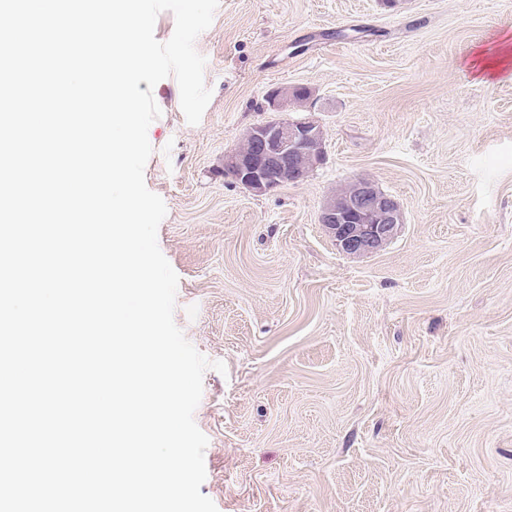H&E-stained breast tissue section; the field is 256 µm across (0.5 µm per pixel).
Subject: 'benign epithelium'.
<instances>
[{"mask_svg":"<svg viewBox=\"0 0 512 512\" xmlns=\"http://www.w3.org/2000/svg\"><path fill=\"white\" fill-rule=\"evenodd\" d=\"M305 92L309 110L317 103L315 92L304 85H280L266 97L272 112H291L294 93ZM323 130L309 118L280 117L251 129L247 145L224 155V175L256 194H267L288 184H298L323 161ZM319 223L343 253L361 257L383 250L404 223L401 204L373 181L353 180L343 197L331 195L324 203Z\"/></svg>","mask_w":512,"mask_h":512,"instance_id":"obj_1","label":"benign epithelium"}]
</instances>
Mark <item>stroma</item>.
Here are the masks:
<instances>
[{
	"label": "stroma",
	"instance_id": "35a3bbf8",
	"mask_svg": "<svg viewBox=\"0 0 512 512\" xmlns=\"http://www.w3.org/2000/svg\"><path fill=\"white\" fill-rule=\"evenodd\" d=\"M506 32L512 0H220L200 123L154 86L174 321L226 366L194 413L217 512H512V79L472 65ZM285 83L325 159L256 195L224 155ZM357 178L404 212L363 257L319 222ZM296 91L305 92L304 103L305 107L312 110L316 103L317 98L315 92L304 85H280L271 89L266 97L267 109L271 112H293L295 106ZM303 98L296 95V112H302L304 107Z\"/></svg>",
	"mask_w": 512,
	"mask_h": 512
}]
</instances>
